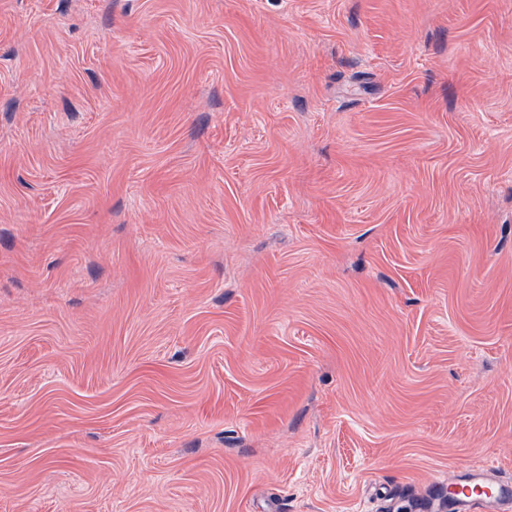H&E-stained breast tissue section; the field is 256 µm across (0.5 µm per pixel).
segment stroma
<instances>
[{"instance_id": "1", "label": "stroma", "mask_w": 512, "mask_h": 512, "mask_svg": "<svg viewBox=\"0 0 512 512\" xmlns=\"http://www.w3.org/2000/svg\"><path fill=\"white\" fill-rule=\"evenodd\" d=\"M512 479V0H0V512H437ZM452 500L457 512H494L512 502V481L499 478L491 467L470 469L456 479Z\"/></svg>"}]
</instances>
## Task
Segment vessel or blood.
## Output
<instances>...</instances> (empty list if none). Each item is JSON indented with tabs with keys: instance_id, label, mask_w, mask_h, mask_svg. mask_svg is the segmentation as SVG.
Segmentation results:
<instances>
[{
	"instance_id": "b4317fda",
	"label": "vessel or blood",
	"mask_w": 512,
	"mask_h": 512,
	"mask_svg": "<svg viewBox=\"0 0 512 512\" xmlns=\"http://www.w3.org/2000/svg\"><path fill=\"white\" fill-rule=\"evenodd\" d=\"M452 504L456 512H499L512 502V481L499 478L489 467L458 476Z\"/></svg>"
}]
</instances>
